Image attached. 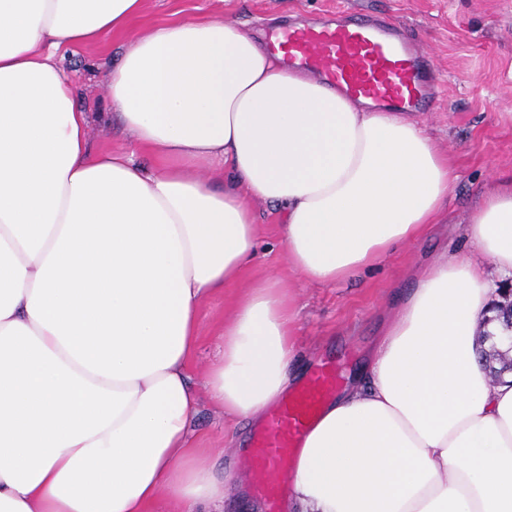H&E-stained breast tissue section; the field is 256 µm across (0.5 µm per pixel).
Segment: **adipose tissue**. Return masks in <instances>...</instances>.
Returning a JSON list of instances; mask_svg holds the SVG:
<instances>
[{
	"label": "adipose tissue",
	"mask_w": 512,
	"mask_h": 512,
	"mask_svg": "<svg viewBox=\"0 0 512 512\" xmlns=\"http://www.w3.org/2000/svg\"><path fill=\"white\" fill-rule=\"evenodd\" d=\"M143 0H0V512H220L224 476L191 446L187 362L203 297L259 248L248 205L280 216L288 262L335 284L422 240L447 157L416 123L289 70L221 18L136 37L109 106L154 158L91 153L55 50L124 29ZM214 165L200 176V162ZM474 258L432 259L294 463L290 512H512V185L487 192ZM277 281L241 293L205 379L257 420L301 379Z\"/></svg>",
	"instance_id": "1"
}]
</instances>
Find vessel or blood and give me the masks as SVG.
<instances>
[{"label":"vessel or blood","mask_w":512,"mask_h":512,"mask_svg":"<svg viewBox=\"0 0 512 512\" xmlns=\"http://www.w3.org/2000/svg\"><path fill=\"white\" fill-rule=\"evenodd\" d=\"M265 43L289 67L362 99L380 112H432L438 92L412 44L395 23L343 9L314 24L269 28ZM336 384L321 367L283 397L256 431L245 457L251 491L276 504L289 481V462Z\"/></svg>","instance_id":"b4317fda"}]
</instances>
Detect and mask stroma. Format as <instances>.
Segmentation results:
<instances>
[{"mask_svg": "<svg viewBox=\"0 0 512 512\" xmlns=\"http://www.w3.org/2000/svg\"><path fill=\"white\" fill-rule=\"evenodd\" d=\"M337 0H144L124 32L99 43L60 49L56 61L76 88V104L88 118L92 152H126L140 165L150 156L136 145L109 111L108 73L136 35L189 19L222 17L251 31L301 15L317 16ZM366 13H385L399 22L440 76L438 111L418 121L447 155L455 180L447 212L432 234L401 246L377 267L333 284L312 283L289 266L279 246L278 218L271 206L251 200L262 246L239 283L205 296L199 310V340L188 372L201 382L219 355V335L243 288L273 276L294 299L296 347L305 372L332 362L341 382L372 351L396 294L413 287L415 276L436 254H473L465 225L481 196L512 181V0H349ZM193 447L201 459L225 471L231 484H244L240 442L250 441L254 422L231 419L209 404L193 418Z\"/></svg>", "mask_w": 512, "mask_h": 512, "instance_id": "35a3bbf8", "label": "stroma"}]
</instances>
